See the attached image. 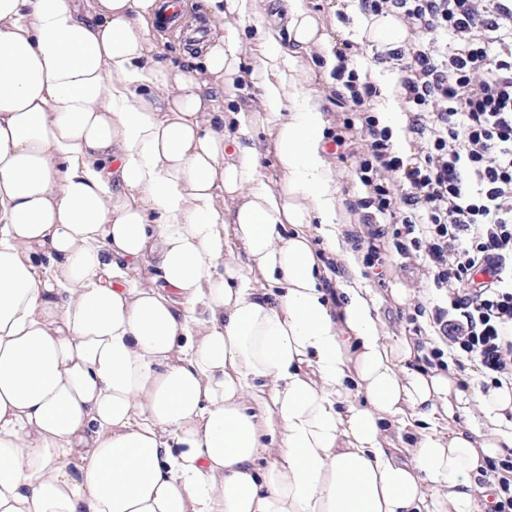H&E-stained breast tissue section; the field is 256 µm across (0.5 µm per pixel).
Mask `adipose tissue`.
Here are the masks:
<instances>
[{"mask_svg": "<svg viewBox=\"0 0 512 512\" xmlns=\"http://www.w3.org/2000/svg\"><path fill=\"white\" fill-rule=\"evenodd\" d=\"M200 2L184 69L157 57L160 0H0V512H473L512 438L435 426L455 380L381 332L280 44L329 73L335 39L288 0L254 26L256 108L228 112L258 2ZM406 38L362 21L378 50ZM269 132L258 130L256 133V146L260 151V172L263 179L272 187H276L283 179L282 173L275 165L274 156L269 151Z\"/></svg>", "mask_w": 512, "mask_h": 512, "instance_id": "ef3b65f1", "label": "adipose tissue"}]
</instances>
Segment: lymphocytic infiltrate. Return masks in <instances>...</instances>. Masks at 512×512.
Here are the masks:
<instances>
[{
    "label": "lymphocytic infiltrate",
    "instance_id": "lymphocytic-infiltrate-1",
    "mask_svg": "<svg viewBox=\"0 0 512 512\" xmlns=\"http://www.w3.org/2000/svg\"><path fill=\"white\" fill-rule=\"evenodd\" d=\"M359 4L368 15L394 12L416 36L388 54L416 150L396 155L371 108L376 85L339 52L335 96L349 111L336 144L358 132L367 190L354 248L374 270L392 253L417 261L440 295L410 319L432 335L425 364L473 366L484 388L512 386V0Z\"/></svg>",
    "mask_w": 512,
    "mask_h": 512
}]
</instances>
